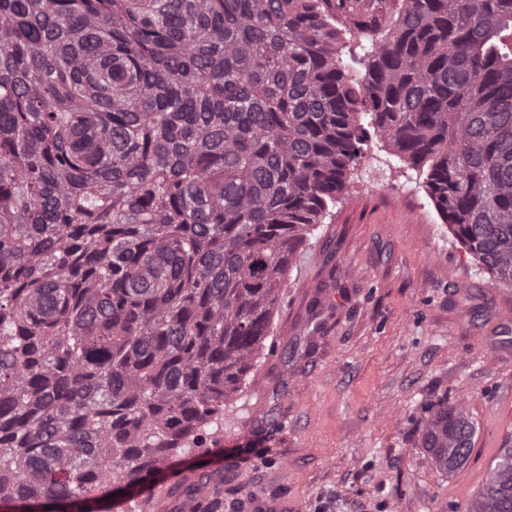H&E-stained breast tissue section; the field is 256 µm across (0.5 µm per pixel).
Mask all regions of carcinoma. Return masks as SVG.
<instances>
[{
	"instance_id": "1",
	"label": "carcinoma",
	"mask_w": 512,
	"mask_h": 512,
	"mask_svg": "<svg viewBox=\"0 0 512 512\" xmlns=\"http://www.w3.org/2000/svg\"><path fill=\"white\" fill-rule=\"evenodd\" d=\"M0 0V512H140L244 384L366 127L512 286V0ZM475 425L431 404L464 467ZM468 512H512V448ZM341 20H344V22L346 21L351 27L346 28L342 23L341 25H336L342 30L340 34L341 45L346 46L345 55H343L344 59L349 60L350 56L355 57L356 60L363 59V55L367 47L371 45L372 39H376L378 41L381 38V34H365L356 29L349 19L341 17Z\"/></svg>"
}]
</instances>
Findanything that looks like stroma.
I'll return each mask as SVG.
<instances>
[{
    "label": "stroma",
    "mask_w": 512,
    "mask_h": 512,
    "mask_svg": "<svg viewBox=\"0 0 512 512\" xmlns=\"http://www.w3.org/2000/svg\"><path fill=\"white\" fill-rule=\"evenodd\" d=\"M426 177L369 137L297 252L216 444L162 474L150 512H186L203 474L223 477L224 512H467L512 446V287L454 238ZM439 399L476 426L463 482L420 445Z\"/></svg>",
    "instance_id": "35a3bbf8"
}]
</instances>
